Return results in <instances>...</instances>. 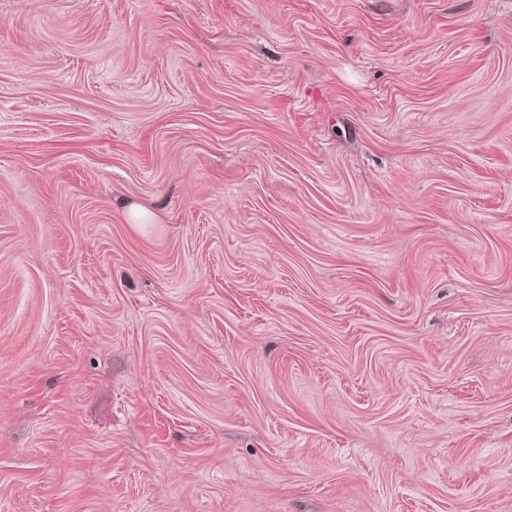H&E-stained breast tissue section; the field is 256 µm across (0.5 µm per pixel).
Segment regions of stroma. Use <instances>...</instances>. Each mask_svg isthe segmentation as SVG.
<instances>
[{
    "mask_svg": "<svg viewBox=\"0 0 512 512\" xmlns=\"http://www.w3.org/2000/svg\"><path fill=\"white\" fill-rule=\"evenodd\" d=\"M0 512H512V0H0Z\"/></svg>",
    "mask_w": 512,
    "mask_h": 512,
    "instance_id": "1",
    "label": "stroma"
}]
</instances>
